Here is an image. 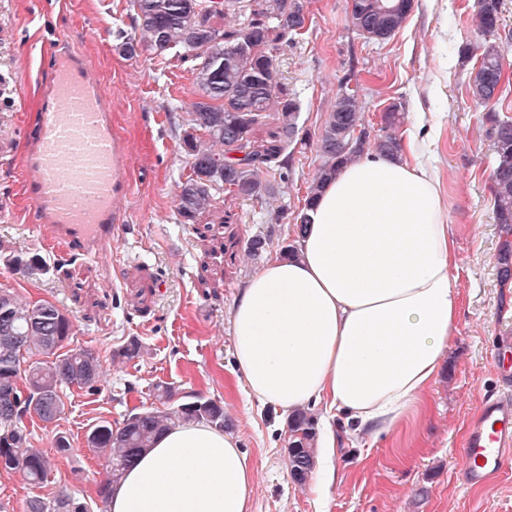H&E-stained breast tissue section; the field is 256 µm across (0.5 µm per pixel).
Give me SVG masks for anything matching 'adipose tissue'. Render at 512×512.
Wrapping results in <instances>:
<instances>
[{"label":"adipose tissue","mask_w":512,"mask_h":512,"mask_svg":"<svg viewBox=\"0 0 512 512\" xmlns=\"http://www.w3.org/2000/svg\"><path fill=\"white\" fill-rule=\"evenodd\" d=\"M431 145L418 122L399 156L345 166L309 210L297 257L268 259L244 284L231 311L234 373L261 406L322 404L354 433L418 413L459 318ZM253 482L237 438L180 424L126 471L108 512H250Z\"/></svg>","instance_id":"adipose-tissue-1"}]
</instances>
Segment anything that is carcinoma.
<instances>
[{"label":"carcinoma","mask_w":512,"mask_h":512,"mask_svg":"<svg viewBox=\"0 0 512 512\" xmlns=\"http://www.w3.org/2000/svg\"><path fill=\"white\" fill-rule=\"evenodd\" d=\"M134 11L131 31L122 33L120 49L130 57L149 51L171 54L192 63L198 100L191 104L182 143L190 157L176 193V211L184 222H195L210 211L219 192L261 202L275 196L288 183L290 145L313 142L320 159L307 186L303 203L294 216V233L307 224L306 207L318 197L329 177L364 152L396 155L401 147L402 105L393 103L381 115L380 134L367 133L358 95L341 89L321 130L312 135L300 124L301 105L278 79L273 51L302 35L305 20L297 3L262 0H130ZM414 0H350L349 20L364 38L389 40L404 25ZM501 0H475L474 24L481 41L458 50L467 61V92L487 109L493 162L490 171L492 213L503 240L497 254L502 283H512V119L496 111L503 89L512 84L504 65V52L512 34H497ZM273 120L266 137L257 132ZM273 227L246 243L245 254L256 261L272 245ZM13 265L27 275L42 271V260L18 255ZM72 321L49 301H31L0 290V469L18 470L34 484L42 483L54 467L53 458L31 444L28 425L39 420L55 423L65 410L64 389H95L102 376V362L86 350L62 353L70 339ZM145 347L132 338L115 356L127 362L142 358ZM159 405L133 409L122 425L103 422L86 436L87 447L103 460L105 476L95 495L107 504L129 463L155 438L170 428L189 422H206L229 428L224 406L197 398L173 404L169 385L156 387ZM317 418L309 408L288 416V471L303 486L315 467ZM26 512H88L87 503L60 491L51 498L34 496Z\"/></svg>","instance_id":"obj_1"}]
</instances>
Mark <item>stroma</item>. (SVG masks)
<instances>
[{
	"label": "stroma",
	"mask_w": 512,
	"mask_h": 512,
	"mask_svg": "<svg viewBox=\"0 0 512 512\" xmlns=\"http://www.w3.org/2000/svg\"><path fill=\"white\" fill-rule=\"evenodd\" d=\"M306 32L277 51L278 77L302 103L304 128L317 132L334 107L340 83L358 91L371 131L394 103L406 122L423 113L435 137L436 167L454 226L460 296L457 338L432 383L425 414L390 434L347 436L336 426V484L319 499L313 483L288 472L287 417L260 408L233 373L230 310L259 262L244 257L249 237L266 225L290 226L318 166L313 147L293 146L294 172L278 201L226 199L222 220L182 223L177 184L188 156L182 126L196 99L186 66L118 48L128 28L130 0H0V289L55 303L73 321L65 350L98 355L105 376L98 391L71 388L60 419L34 422L31 439L55 460L46 482L0 472V504L24 512L34 496L66 490L82 499L102 477L86 435L100 421L120 426L133 408L154 403L168 383L176 400L220 402L231 433L256 471L251 512H512V464L484 486L462 480L468 424L485 395L501 382L491 351L512 337V286H501L496 255L500 231L489 203L493 154L484 107L466 90L467 67L457 50L475 36L474 0H414L403 27L386 42L351 25L347 0H300ZM91 60L112 100V118L132 147L133 186L123 202L126 225L92 256L59 255L34 232L24 189L25 137L41 119V92L51 54ZM21 75L25 96L10 92ZM38 255L43 274L26 277L10 259ZM148 349L125 362L116 351L129 339ZM72 451L61 453L56 435Z\"/></svg>",
	"instance_id": "obj_1"
}]
</instances>
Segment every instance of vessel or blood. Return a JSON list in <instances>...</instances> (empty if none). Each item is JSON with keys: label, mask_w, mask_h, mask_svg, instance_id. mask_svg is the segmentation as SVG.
<instances>
[{"label": "vessel or blood", "mask_w": 512, "mask_h": 512, "mask_svg": "<svg viewBox=\"0 0 512 512\" xmlns=\"http://www.w3.org/2000/svg\"><path fill=\"white\" fill-rule=\"evenodd\" d=\"M41 123L26 142L25 190L37 229L57 249L89 256L111 241L122 216L117 201L132 186L126 143L112 128V103L93 63L55 56ZM512 458V388L488 396L468 425L462 450L467 485L487 484Z\"/></svg>", "instance_id": "b4317fda"}]
</instances>
